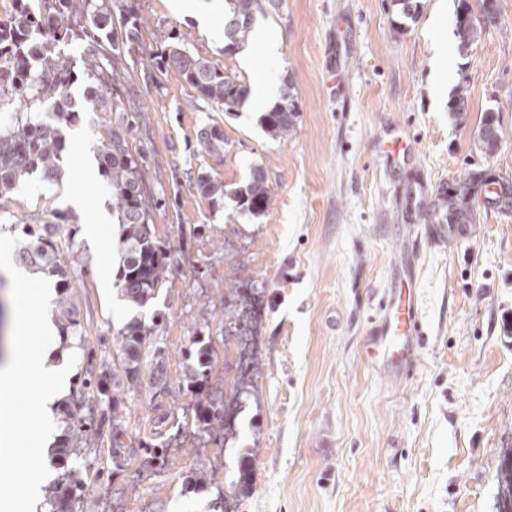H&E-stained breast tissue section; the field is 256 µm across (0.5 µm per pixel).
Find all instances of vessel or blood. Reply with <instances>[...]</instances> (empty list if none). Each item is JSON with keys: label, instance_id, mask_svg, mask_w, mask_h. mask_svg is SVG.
I'll return each instance as SVG.
<instances>
[{"label": "vessel or blood", "instance_id": "vessel-or-blood-1", "mask_svg": "<svg viewBox=\"0 0 512 512\" xmlns=\"http://www.w3.org/2000/svg\"><path fill=\"white\" fill-rule=\"evenodd\" d=\"M424 334L418 282L410 277L383 296L379 318L368 330L362 349L374 371L401 383L418 365Z\"/></svg>", "mask_w": 512, "mask_h": 512}]
</instances>
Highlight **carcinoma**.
<instances>
[{
	"label": "carcinoma",
	"instance_id": "obj_1",
	"mask_svg": "<svg viewBox=\"0 0 512 512\" xmlns=\"http://www.w3.org/2000/svg\"><path fill=\"white\" fill-rule=\"evenodd\" d=\"M11 2L10 20L0 21V115L9 122L0 123V200L17 193L28 179L40 174L47 180L60 178L67 154L63 128L77 122L79 113L88 110L112 117V128L97 145L101 177L112 188V220L119 225L120 257L112 280L120 299L136 316L116 331L113 346L118 352V366L94 365L92 351H83L86 361L80 392L64 408L67 428L57 445L56 461L64 472L57 481L44 487L46 512H72L87 487L90 469L87 459L105 429L120 428L125 394L137 390L143 381V355L150 350L151 337L158 323L146 320L141 311L160 294L172 266L170 252L156 231V200L143 147L133 144L131 129L135 124L125 93L129 70L126 55L131 44L139 41L147 20L141 14L139 0H0ZM273 0H224V49L231 56L247 44L253 35L257 16L264 13L263 2ZM496 18L494 4L482 0L480 16H475L469 0H459L455 26L463 48L473 43L480 23ZM89 40L92 49L80 61L62 57L57 48L78 40ZM160 53L149 57L147 69L178 72L193 97L215 106L218 111L234 113L248 98V87L224 72L190 46L191 36L172 34ZM88 83L93 93L90 105L76 106L68 89L77 78ZM294 87L285 80L279 99L261 115V124L274 139L283 140L294 129ZM53 102L54 119L43 120L38 109ZM201 152L224 154V129L216 123L201 127L197 133ZM198 193L217 209L233 203V212L260 218L273 203L265 167L255 165L248 179L230 188L224 182L200 174L195 180ZM484 193L487 204L501 205L512 200V184L486 175H470L455 183V191L443 190L423 209L426 220L446 224H469L473 214L467 196ZM17 254L23 266L42 272L56 280L54 311L60 338L65 344L83 343V328L68 294V275L82 264L81 257L71 255L69 263L61 261L51 239V225L45 224ZM262 286L242 282L230 289L224 300V335L256 336L261 321ZM214 350L209 342L198 338L187 352L185 383L197 396L195 417L200 427L212 436H224V399L207 390L213 370ZM177 436L164 440L152 437L143 442V465L162 469L167 452ZM250 451L238 460L237 478L229 487H245L251 479Z\"/></svg>",
	"mask_w": 512,
	"mask_h": 512
}]
</instances>
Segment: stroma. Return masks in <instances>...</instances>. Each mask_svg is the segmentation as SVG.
<instances>
[{
	"mask_svg": "<svg viewBox=\"0 0 512 512\" xmlns=\"http://www.w3.org/2000/svg\"><path fill=\"white\" fill-rule=\"evenodd\" d=\"M458 3L420 0L404 23L393 0H278L256 21L276 32L278 58L256 48L245 61L222 52L223 15L209 32L167 0H140L148 25L127 57L128 92L143 111L132 135L154 177L157 232L174 256L151 307L166 387L127 393L121 454L107 439L92 450L110 487L89 481L77 512H208L219 492L233 512H498L512 449V208L474 197L475 223L453 228L442 246L418 212L471 173L512 182V0H494L495 21L464 50ZM176 31L244 84L271 68L289 80L292 135L271 138L248 104L229 115L190 103L176 70L148 76L146 54ZM460 93L467 110L458 114ZM490 117L500 129L491 153L479 139ZM207 122L224 130L223 156L196 146ZM108 127L104 113H82L66 132L61 179L31 180L0 209V252L11 254L53 208L69 212L54 241L62 259L83 258L71 273L73 303L106 365L129 313L101 278L117 266L111 242L87 237L109 215L111 191L85 167ZM257 163L276 194L260 220L214 210L192 187L201 172L238 186ZM75 193L81 206L69 202ZM411 252L426 335L413 377L396 384L367 365L362 339ZM241 281L263 288L262 365L254 392L224 394L227 407H242L227 450L197 432L182 379L195 337L223 347L224 295ZM178 429L167 467L147 470L140 441ZM250 448V485L229 486L238 451ZM195 466L211 486L187 488Z\"/></svg>",
	"mask_w": 512,
	"mask_h": 512,
	"instance_id": "1",
	"label": "stroma"
}]
</instances>
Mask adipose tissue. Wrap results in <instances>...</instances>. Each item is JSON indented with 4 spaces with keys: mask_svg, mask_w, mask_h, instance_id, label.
<instances>
[{
    "mask_svg": "<svg viewBox=\"0 0 512 512\" xmlns=\"http://www.w3.org/2000/svg\"><path fill=\"white\" fill-rule=\"evenodd\" d=\"M53 289H43L37 300L15 303L11 332V353L7 366L0 368V395L11 396L20 381L32 377L43 385L39 395L40 412L50 417L53 407L67 388L69 367L57 359L59 346L57 328L50 315ZM36 323V330H29V323ZM37 334V341H30V334ZM27 425L14 415L0 413V458L13 457L18 442H25L30 456L46 455L52 443L50 431L26 436ZM45 473L32 469L22 480L9 477L0 479V512H39L42 505V486Z\"/></svg>",
    "mask_w": 512,
    "mask_h": 512,
    "instance_id": "ef3b65f1",
    "label": "adipose tissue"
}]
</instances>
